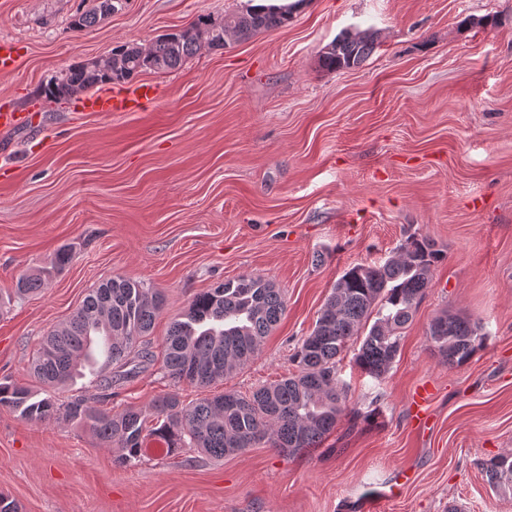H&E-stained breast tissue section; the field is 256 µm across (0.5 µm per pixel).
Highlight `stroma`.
I'll return each instance as SVG.
<instances>
[{
	"label": "stroma",
	"instance_id": "stroma-1",
	"mask_svg": "<svg viewBox=\"0 0 512 512\" xmlns=\"http://www.w3.org/2000/svg\"><path fill=\"white\" fill-rule=\"evenodd\" d=\"M245 3L126 0L77 31L95 0H0V39L21 45L0 74V111L29 117L0 134V380L31 383L43 337L102 281L164 293L150 333L159 355L196 294L261 275L287 309L255 360L205 390L153 366L114 384L104 406L251 394L295 371L297 342L346 268L384 262L419 233L445 258L392 368L377 380L343 361L353 403L374 414L341 420L301 455L263 444L217 460L148 444L121 465L77 424L0 409V492L21 512H353L378 483L393 491L380 512H512L482 470L512 450V0H306L288 26L149 74L160 95L145 111L108 116L37 94L76 62ZM367 29L378 46L363 65L320 68L322 47ZM60 248L72 262L15 296L17 277ZM446 310L486 333L459 367L427 341ZM423 383L434 395L419 433L409 398Z\"/></svg>",
	"mask_w": 512,
	"mask_h": 512
}]
</instances>
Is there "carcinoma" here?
Wrapping results in <instances>:
<instances>
[{
	"mask_svg": "<svg viewBox=\"0 0 512 512\" xmlns=\"http://www.w3.org/2000/svg\"><path fill=\"white\" fill-rule=\"evenodd\" d=\"M121 0H97L90 11L72 20L75 30L89 28L118 9ZM305 0L286 5L248 0L245 9L217 21L200 15L187 26L158 36L143 47L125 43L96 66L77 62L39 89L48 101H69L98 86L127 82L141 73L179 68L202 48L226 47L260 32L288 25ZM377 47L370 31H344L319 54L322 68L336 71L362 65ZM444 258L431 239L412 234L393 256L377 265L357 264L336 280L312 331L293 354L296 371L257 388L249 396L226 391L185 405L174 394L155 399L148 408L128 405L118 411L100 409L93 397L59 403L39 397L30 387L0 382V408L33 424L76 423L116 453L118 463L133 464L144 443H163L168 453L198 448L214 459L268 444L295 454L317 448L348 414V386L339 362L349 342L362 337L353 362L361 372L383 378L400 353L403 330L417 305L433 287L435 267ZM73 260L59 249L47 265L21 275L15 293L27 295L46 287L55 273ZM164 304L160 291L134 278L108 279L92 289L67 323L43 340L32 373L43 386L73 383L94 358L96 338L104 340L105 366L112 382L131 378L155 364L150 331ZM286 301L274 283L262 276H240L209 288L191 300L182 317L171 322L161 370L177 382L208 387L231 376L260 352L264 338L278 324ZM433 353L450 367L466 363L483 346L480 322L442 312L428 326ZM487 482L496 492L512 493V451L483 463Z\"/></svg>",
	"mask_w": 512,
	"mask_h": 512,
	"instance_id": "obj_1",
	"label": "carcinoma"
}]
</instances>
